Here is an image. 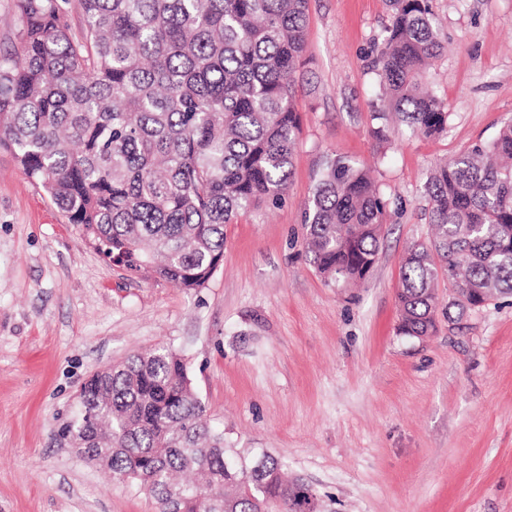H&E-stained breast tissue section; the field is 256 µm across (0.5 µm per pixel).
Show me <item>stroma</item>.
Instances as JSON below:
<instances>
[{
  "label": "stroma",
  "instance_id": "obj_1",
  "mask_svg": "<svg viewBox=\"0 0 512 512\" xmlns=\"http://www.w3.org/2000/svg\"><path fill=\"white\" fill-rule=\"evenodd\" d=\"M445 50L427 86L448 132L392 122L371 65L386 0H309L301 133L283 201L224 228V256L186 291L110 263L0 150V512H157L60 432L81 386L135 351L181 354L211 423L234 447L278 456L324 512H512V295L437 331H398L400 267L431 236V168L512 120V0H429ZM368 167L390 221L365 280L326 282L304 211L327 156Z\"/></svg>",
  "mask_w": 512,
  "mask_h": 512
}]
</instances>
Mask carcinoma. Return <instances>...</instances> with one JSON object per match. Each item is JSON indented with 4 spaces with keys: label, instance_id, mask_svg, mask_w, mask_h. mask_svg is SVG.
I'll return each instance as SVG.
<instances>
[{
    "label": "carcinoma",
    "instance_id": "cac0c4a2",
    "mask_svg": "<svg viewBox=\"0 0 512 512\" xmlns=\"http://www.w3.org/2000/svg\"><path fill=\"white\" fill-rule=\"evenodd\" d=\"M15 0L0 49V148L102 255L145 278L203 288L224 256V225L284 197L300 134L297 73L308 0ZM376 65L390 117L414 133L448 129V103L422 87L444 50L427 0H389ZM512 122L435 167L425 182L434 235L400 268L399 333L436 332L439 275L451 290L512 293ZM387 203L368 172L328 159L304 212L310 262L351 284L376 263ZM67 428L107 449L115 481L158 512H322L312 486L269 452L245 457L210 424L185 360L137 352L83 384ZM237 477L229 480L225 462Z\"/></svg>",
    "mask_w": 512,
    "mask_h": 512
}]
</instances>
